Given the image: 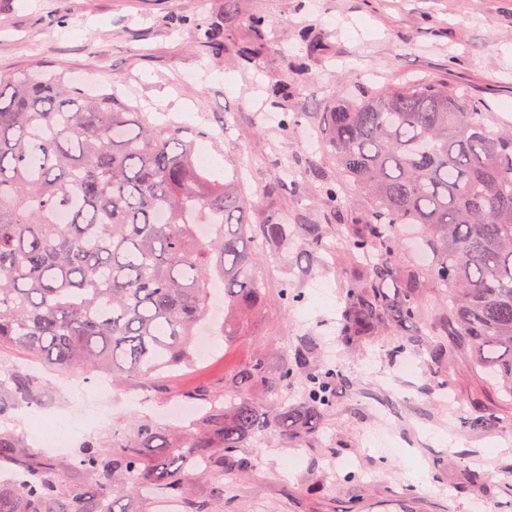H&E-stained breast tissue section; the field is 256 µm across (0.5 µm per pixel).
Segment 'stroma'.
<instances>
[{"label": "stroma", "mask_w": 512, "mask_h": 512, "mask_svg": "<svg viewBox=\"0 0 512 512\" xmlns=\"http://www.w3.org/2000/svg\"><path fill=\"white\" fill-rule=\"evenodd\" d=\"M225 4L0 0V78L39 59L83 79L84 90L114 91L152 118L166 113L199 132L213 177H241L255 202L251 223L276 212L292 226L287 248L253 253L261 308L233 347L216 346L172 380L113 389L98 398L95 415L78 418L75 406L99 374L0 353V379L21 371L40 387L37 403L0 416V434L18 454L50 459L70 484L87 480L75 463L85 443L105 452L114 433L138 420L171 424L179 393L222 389L225 372L258 354L279 372L305 340L335 335L348 287L339 220L367 208L320 135L321 116L337 98L407 77L444 81L479 111L512 123V0H238L229 15ZM199 22L223 28V42H199ZM329 188L338 194L333 207ZM312 224L325 229L316 249ZM287 281L300 295L288 309L280 299ZM395 342L382 335L365 351H318L312 366L342 375L333 408L312 440L255 436L256 467L225 477L224 512H503L512 501V419L502 396L458 359L442 375L446 387L436 388L426 355L414 354L416 366L405 372ZM475 405L491 416L480 433L460 421ZM59 421L68 428L62 442L49 431ZM475 464L485 487L466 481L464 466Z\"/></svg>", "instance_id": "1"}]
</instances>
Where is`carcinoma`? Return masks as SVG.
I'll return each instance as SVG.
<instances>
[{
	"mask_svg": "<svg viewBox=\"0 0 512 512\" xmlns=\"http://www.w3.org/2000/svg\"><path fill=\"white\" fill-rule=\"evenodd\" d=\"M322 130L336 168L369 202L348 225L363 277L348 288L336 347L362 349L421 319V275L398 271L395 234L417 224L448 319L425 339L403 338L399 352L425 346L437 362L466 352L512 402V129L444 82L407 80L335 101ZM253 205L237 181L210 178L184 131L149 124L111 93L74 88L39 62L0 80V350L117 384L148 380L193 357L216 281L219 335L231 345L258 308L251 239L283 247L290 232L275 213L250 224ZM60 210L70 223H55ZM313 350L277 374L256 356L224 375V390L187 394L204 412L197 429L143 422L113 435L107 452L85 444L76 465L86 487H67L51 463L17 456L0 436V458L14 465L0 512H128L123 501L145 485L185 512H211L224 484L195 498L192 476L248 472L245 448L263 429L315 437L340 374L311 367ZM298 377L304 402L290 404ZM38 395L35 379L14 372L0 382V410ZM485 423L476 409L462 417L471 431Z\"/></svg>",
	"mask_w": 512,
	"mask_h": 512,
	"instance_id": "cac0c4a2",
	"label": "carcinoma"
}]
</instances>
